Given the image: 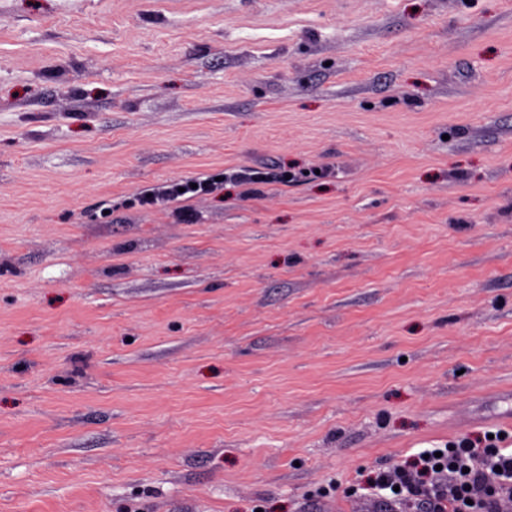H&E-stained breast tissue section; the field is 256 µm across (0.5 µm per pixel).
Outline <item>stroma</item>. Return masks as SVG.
<instances>
[{
	"label": "stroma",
	"instance_id": "obj_1",
	"mask_svg": "<svg viewBox=\"0 0 512 512\" xmlns=\"http://www.w3.org/2000/svg\"><path fill=\"white\" fill-rule=\"evenodd\" d=\"M489 431L512 0H0V512H417ZM227 171L225 169L222 174L203 175L187 182L149 189L141 197L140 203L142 206L159 205L172 208L180 220H191L194 213L189 202L199 197L217 195L224 190L226 184L242 187L271 183L286 184L293 180V176L287 170L278 168L270 170L229 168ZM217 177H221V181H215ZM191 184H197V188H191ZM179 188H184V191L179 192Z\"/></svg>",
	"mask_w": 512,
	"mask_h": 512
}]
</instances>
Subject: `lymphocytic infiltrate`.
<instances>
[{
	"instance_id": "1",
	"label": "lymphocytic infiltrate",
	"mask_w": 512,
	"mask_h": 512,
	"mask_svg": "<svg viewBox=\"0 0 512 512\" xmlns=\"http://www.w3.org/2000/svg\"><path fill=\"white\" fill-rule=\"evenodd\" d=\"M282 169H231L221 177H198L195 187L168 184L147 190L141 205L173 209L179 219L193 217L191 201L219 194L225 185L291 182ZM382 489H400L410 496L426 497L431 512H499L503 499H512V452L487 448L482 438L465 437L449 443L441 456H417L394 469L379 472L372 480Z\"/></svg>"
}]
</instances>
